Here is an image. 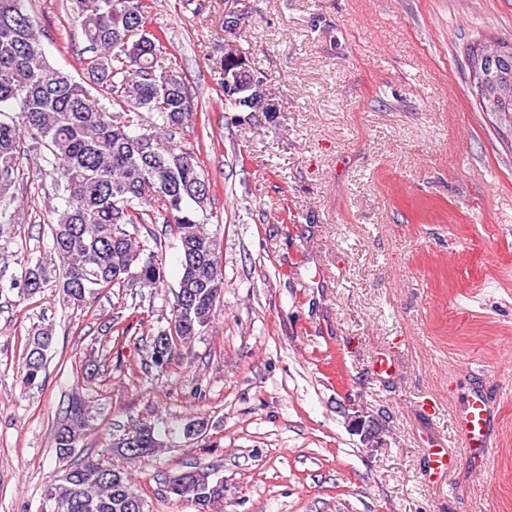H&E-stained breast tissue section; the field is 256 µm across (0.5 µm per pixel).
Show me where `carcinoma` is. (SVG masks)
Segmentation results:
<instances>
[{"label": "carcinoma", "mask_w": 512, "mask_h": 512, "mask_svg": "<svg viewBox=\"0 0 512 512\" xmlns=\"http://www.w3.org/2000/svg\"><path fill=\"white\" fill-rule=\"evenodd\" d=\"M76 10L92 52L80 64L95 97L69 73L50 66L25 0H0V203L12 197L26 140L48 151V176L65 200L48 225V251L34 262L19 261L21 274L10 288L27 298L54 288L77 306L105 290L158 288L164 283L162 262L140 232L164 216L182 260L168 326L151 344V363L162 369L178 347L210 324L224 292L218 239L197 219L211 184L193 152L168 144L174 130L190 121L191 94L182 73L157 65L162 38L145 29V0H76ZM494 77L512 85V46ZM103 98L117 111H106ZM139 110L156 119L146 132L132 135L125 114ZM15 234V225L0 222V262L9 257ZM52 340L49 326L29 334L24 385L39 384ZM91 409L81 397L68 404L54 432L59 458L80 447ZM207 427L206 420L192 419L181 434L195 439ZM119 438L141 448H115L116 460L109 464L87 456L69 466L71 477L47 489L51 512H134L131 503L142 494L122 461L154 457L164 447L163 436L138 422ZM165 489L202 507L224 493L212 469L199 465L171 471Z\"/></svg>", "instance_id": "obj_1"}]
</instances>
